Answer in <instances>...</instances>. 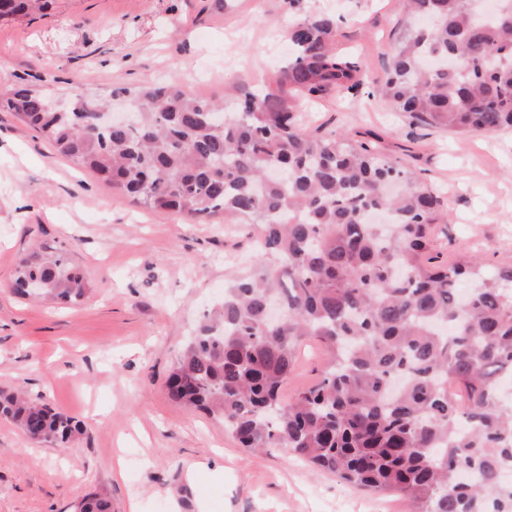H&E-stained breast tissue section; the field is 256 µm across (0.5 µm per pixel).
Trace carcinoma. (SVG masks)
Masks as SVG:
<instances>
[{"instance_id": "1", "label": "carcinoma", "mask_w": 512, "mask_h": 512, "mask_svg": "<svg viewBox=\"0 0 512 512\" xmlns=\"http://www.w3.org/2000/svg\"><path fill=\"white\" fill-rule=\"evenodd\" d=\"M482 0H406L408 28L381 93L410 118L451 132L512 128V0L488 18ZM51 0H0V21ZM336 21L289 25L293 53L273 93L230 105L176 80L112 98L133 102L132 125L102 127L106 103L82 91L60 112L29 89L0 108L39 129L63 156L151 210L204 224L222 215L262 226L256 273L224 290L168 377L170 399L206 411L244 448H286L344 483L399 493L408 512H512V263L490 275L476 256L427 257L448 209L413 174L366 142L306 131L293 96L356 85L358 64L329 41ZM61 301L87 292L58 254L23 259L15 287ZM272 302L284 311L267 321ZM331 354L288 400L283 383L300 342ZM0 419L66 445L75 418L0 390ZM81 512H112L93 489Z\"/></svg>"}]
</instances>
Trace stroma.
<instances>
[{"mask_svg": "<svg viewBox=\"0 0 512 512\" xmlns=\"http://www.w3.org/2000/svg\"><path fill=\"white\" fill-rule=\"evenodd\" d=\"M336 18L335 52L361 82L297 98L307 130L377 142L435 189L451 221L437 262L477 255L486 272L512 262V130L455 133L412 120L377 96L407 21L405 0H55L46 15L0 22V92L28 88L61 111L75 90L108 96L173 78L192 95L231 102L270 91L289 58L295 15ZM260 229L143 208L0 110V390L80 420L59 447L0 420V512H66L107 488L112 512H404L400 495L349 486L285 449L254 453L223 422L171 401L170 369L232 279L253 271ZM66 253L85 297L51 306L12 292L22 258ZM328 359L300 346L285 397ZM225 455L223 472L211 471ZM207 471L189 478L190 465Z\"/></svg>", "mask_w": 512, "mask_h": 512, "instance_id": "1", "label": "stroma"}]
</instances>
